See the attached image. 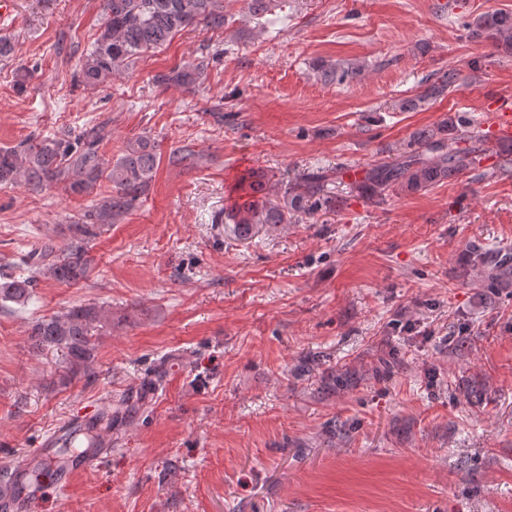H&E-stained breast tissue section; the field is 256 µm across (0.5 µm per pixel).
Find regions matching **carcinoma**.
Wrapping results in <instances>:
<instances>
[{"instance_id": "obj_1", "label": "carcinoma", "mask_w": 512, "mask_h": 512, "mask_svg": "<svg viewBox=\"0 0 512 512\" xmlns=\"http://www.w3.org/2000/svg\"><path fill=\"white\" fill-rule=\"evenodd\" d=\"M104 22L91 48L82 58L79 81L95 88L112 81V74L142 55L164 46L171 38L191 27L203 24L221 29L225 24L224 0H102ZM473 32L492 41L495 48L512 54V13L492 10L475 22ZM314 69L321 77L334 81L356 74V68L336 62L320 61ZM201 65L172 69L161 76L187 89L200 83ZM453 74L445 73L423 94L425 98L442 96L452 83ZM451 121H444L416 134L417 149L394 162H382L369 169L351 191L380 203L394 191L416 193L445 183L478 164L487 151L485 141H473L465 148L448 146ZM106 135L103 128L91 126L77 141L31 135L14 147L0 148V184L24 183L35 189L58 188L69 196H90L108 183V194L101 196L82 215V221L68 225L71 245L59 256L45 247L30 256L36 271L61 283H77L90 270L88 245L100 228L112 223L147 195L160 163L158 143L148 136L130 138L114 160L106 157L100 145ZM237 201L226 211L224 220L232 225L240 241H248L263 226L288 224L298 214L314 215L336 207L337 198L325 194L323 177L314 175L299 192L269 196L264 171L251 169L237 182ZM484 268L486 287L496 288L512 281V258L507 255L474 254ZM36 277H10L0 281V302L23 305L28 302ZM105 314L95 305L72 307L65 315L35 321L29 336L36 346L65 351L72 375L88 368L94 358L92 336ZM95 448L91 430H76L69 435L60 453L70 448Z\"/></svg>"}]
</instances>
